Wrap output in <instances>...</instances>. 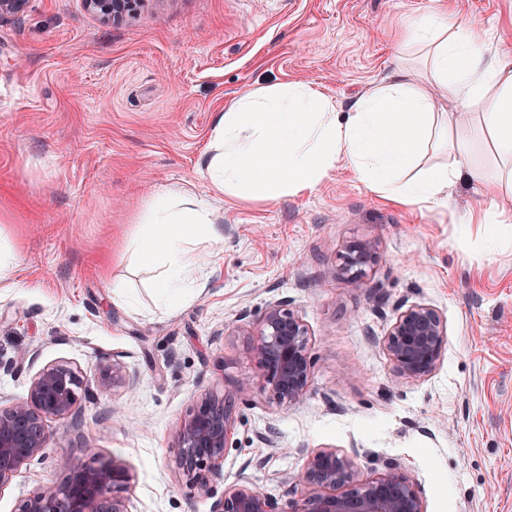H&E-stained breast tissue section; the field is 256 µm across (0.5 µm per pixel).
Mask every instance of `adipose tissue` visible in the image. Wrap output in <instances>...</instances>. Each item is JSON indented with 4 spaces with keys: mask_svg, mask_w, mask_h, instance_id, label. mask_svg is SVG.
<instances>
[{
    "mask_svg": "<svg viewBox=\"0 0 512 512\" xmlns=\"http://www.w3.org/2000/svg\"><path fill=\"white\" fill-rule=\"evenodd\" d=\"M409 41L424 46L431 78L399 67L352 107L347 120L308 83L293 80L260 87L235 99L215 120L203 176L216 198L266 201L314 191L337 164L350 167L373 192L402 203L438 204L462 174L461 161L479 149L470 132L479 123L500 158L512 162V42L498 39L484 54L471 27L449 30L439 11L414 18ZM481 113H473V106ZM454 162L411 176L428 146ZM492 204L482 221L503 234L501 192L512 190V169L475 167ZM221 236L211 209L180 190L158 194L130 241L131 262L159 268L156 298L175 305L190 295L186 281L200 264L202 243Z\"/></svg>",
    "mask_w": 512,
    "mask_h": 512,
    "instance_id": "adipose-tissue-1",
    "label": "adipose tissue"
}]
</instances>
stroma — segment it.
I'll return each mask as SVG.
<instances>
[{"instance_id": "35a3bbf8", "label": "stroma", "mask_w": 512, "mask_h": 512, "mask_svg": "<svg viewBox=\"0 0 512 512\" xmlns=\"http://www.w3.org/2000/svg\"><path fill=\"white\" fill-rule=\"evenodd\" d=\"M438 6L449 26L481 25L485 49L512 38V0H145L118 23L83 0H27L0 17V237L18 252L0 288V357L36 354L0 375V397L25 396L51 364L87 377L78 415L47 421L49 460L15 475L0 512L60 483L57 455L124 467L127 512H209L174 431L212 390L236 409L213 495L244 475L282 495L329 447L364 478L398 464L426 512H512V236L489 244L480 183L465 174L442 205H400L340 164L313 193L249 203L214 199L201 172L215 117L238 96L300 80L347 114L394 70L408 21ZM175 186L214 210L223 241L197 272L201 294L169 308L126 247L153 194ZM354 240L377 246L358 282L338 271ZM280 299L310 333L311 384L288 409L244 357ZM414 302L441 313L447 343L435 372L408 382L381 339ZM115 361L137 382L120 422L94 383Z\"/></svg>"}]
</instances>
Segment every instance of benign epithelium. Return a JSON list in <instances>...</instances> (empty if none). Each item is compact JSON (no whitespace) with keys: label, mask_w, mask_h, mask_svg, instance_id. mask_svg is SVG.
<instances>
[{"label":"benign epithelium","mask_w":512,"mask_h":512,"mask_svg":"<svg viewBox=\"0 0 512 512\" xmlns=\"http://www.w3.org/2000/svg\"><path fill=\"white\" fill-rule=\"evenodd\" d=\"M132 0H85L103 20H114ZM376 245L359 240L341 255L339 272L352 281L367 275L376 260ZM309 330L288 301L267 305L257 321L256 340L246 358L261 370L260 380L280 405L300 404L311 381ZM447 324L435 308L421 303L399 307L382 338V346L399 376L421 381L440 363ZM83 374L65 364L43 367L30 380L26 397L0 404V490L22 468L48 459L47 419L76 416ZM134 380L115 362L97 376L101 393L131 389ZM235 417L232 398L208 391L200 396L175 431L178 466L188 480L210 494L204 473L217 475L224 464L227 437ZM56 465L66 471L59 485L43 486L19 500L16 512H126L116 490L128 481L126 470L112 461L76 467L63 455ZM298 483L306 488L299 499L278 498L259 491L246 476L216 498L210 512H424L413 478L391 467L375 478H362L353 462L334 449L307 455Z\"/></svg>","instance_id":"1"}]
</instances>
